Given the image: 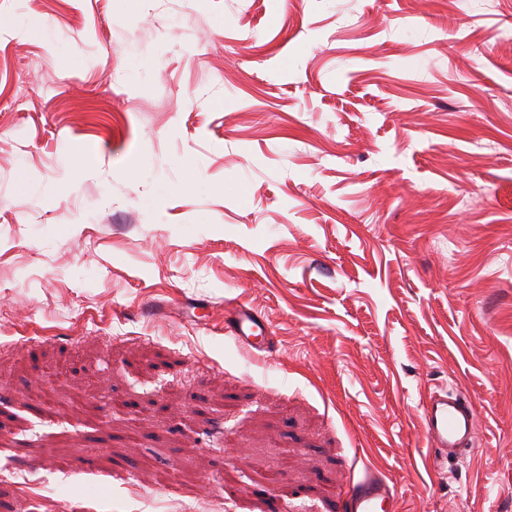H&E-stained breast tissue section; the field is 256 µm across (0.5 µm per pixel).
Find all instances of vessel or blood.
I'll return each mask as SVG.
<instances>
[{
  "label": "vessel or blood",
  "mask_w": 512,
  "mask_h": 512,
  "mask_svg": "<svg viewBox=\"0 0 512 512\" xmlns=\"http://www.w3.org/2000/svg\"><path fill=\"white\" fill-rule=\"evenodd\" d=\"M224 332L243 348L264 351L268 326L251 308L237 307ZM425 436L437 463H447L471 451L478 440L477 407L463 390L432 392L422 404ZM340 512H400L399 500L389 484L372 472L351 479L339 502Z\"/></svg>",
  "instance_id": "1"
}]
</instances>
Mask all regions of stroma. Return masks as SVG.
Here are the masks:
<instances>
[{
	"label": "stroma",
	"instance_id": "35a3bbf8",
	"mask_svg": "<svg viewBox=\"0 0 512 512\" xmlns=\"http://www.w3.org/2000/svg\"><path fill=\"white\" fill-rule=\"evenodd\" d=\"M467 3L0 0V512H336L366 469L512 512V0ZM267 332L268 326L264 318L246 306L237 307L224 325L225 334L253 353L254 350H265L271 338ZM425 436L441 465L474 451L478 440L477 407L465 391H433L422 404Z\"/></svg>",
	"mask_w": 512,
	"mask_h": 512
}]
</instances>
